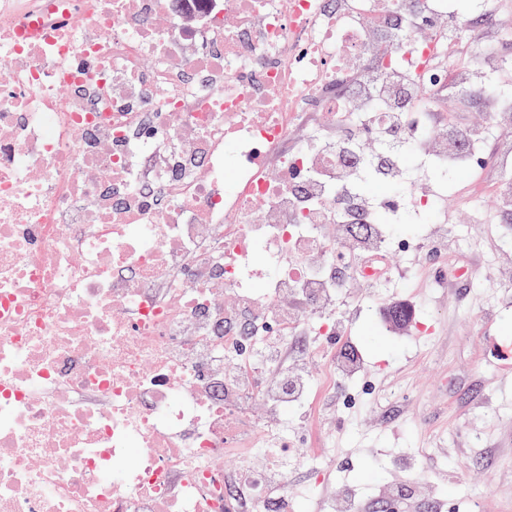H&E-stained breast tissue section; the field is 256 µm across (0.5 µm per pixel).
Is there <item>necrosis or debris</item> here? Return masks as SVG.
I'll list each match as a JSON object with an SVG mask.
<instances>
[{
  "label": "necrosis or debris",
  "mask_w": 512,
  "mask_h": 512,
  "mask_svg": "<svg viewBox=\"0 0 512 512\" xmlns=\"http://www.w3.org/2000/svg\"><path fill=\"white\" fill-rule=\"evenodd\" d=\"M170 2L0 0V512H297L266 496L287 470L238 479L287 457L270 438L309 388L257 343L336 335L340 293L391 276L379 215L409 204L433 251L437 170L483 162L420 103L472 30L449 0ZM370 76L408 96L367 196L336 134L386 122Z\"/></svg>",
  "instance_id": "necrosis-or-debris-1"
}]
</instances>
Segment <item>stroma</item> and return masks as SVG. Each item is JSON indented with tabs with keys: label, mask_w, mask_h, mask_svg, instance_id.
<instances>
[{
	"label": "stroma",
	"mask_w": 512,
	"mask_h": 512,
	"mask_svg": "<svg viewBox=\"0 0 512 512\" xmlns=\"http://www.w3.org/2000/svg\"><path fill=\"white\" fill-rule=\"evenodd\" d=\"M448 192V265L480 267V280L429 286L415 251L394 249L396 277L376 288L352 282L336 305V349L361 365L347 391L321 390L317 422L305 403L288 415V481L312 462L325 480L301 512L352 503L355 512H512V213L479 224L472 180L493 181V154ZM400 302L429 318L433 336L391 332L382 311ZM495 403L481 409L483 400Z\"/></svg>",
	"instance_id": "1"
}]
</instances>
